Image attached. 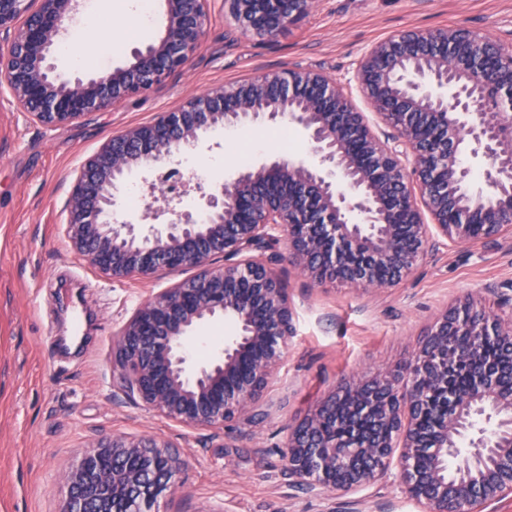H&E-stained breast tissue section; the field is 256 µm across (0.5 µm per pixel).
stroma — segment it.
Returning <instances> with one entry per match:
<instances>
[{
  "instance_id": "35a3bbf8",
  "label": "stroma",
  "mask_w": 512,
  "mask_h": 512,
  "mask_svg": "<svg viewBox=\"0 0 512 512\" xmlns=\"http://www.w3.org/2000/svg\"><path fill=\"white\" fill-rule=\"evenodd\" d=\"M201 48L187 71L85 121L45 128L17 110L0 86V512H62L65 470L92 442L115 435L155 438L183 466L160 512H418L394 478L354 494L293 485L282 442L340 381L410 358L435 316L470 294L496 313L512 287V237L475 247L430 249L394 288L311 285L274 244V268L288 289L294 335L283 365L249 418L221 430L187 425L147 409L120 386L112 338L136 307L191 277L162 272L114 280L71 247L65 206L81 163L111 135L151 122L188 98L267 71L305 67L345 83L374 43L401 31L464 25L512 47V0H319L290 32L265 41L242 33L208 0ZM279 123L245 128L265 157L311 159ZM184 156L169 181L186 209L196 183L224 181L242 167L222 129ZM237 331L232 318L201 326L187 343L191 362L218 353Z\"/></svg>"
}]
</instances>
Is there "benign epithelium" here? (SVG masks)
<instances>
[{"label": "benign epithelium", "instance_id": "obj_1", "mask_svg": "<svg viewBox=\"0 0 512 512\" xmlns=\"http://www.w3.org/2000/svg\"><path fill=\"white\" fill-rule=\"evenodd\" d=\"M317 0H224L241 32L272 39ZM77 0H0V86L34 123L79 122L183 71L202 45L207 0H166L160 36L102 76L63 79L52 54ZM355 85L313 69L273 70L211 87L153 121L106 139L80 167L66 205L76 251L115 279L195 267L192 278L140 304L114 337L125 391L174 421L221 429L251 414L282 363L293 312L266 255L283 239L311 282L367 290L405 282L430 241L477 246L512 235V50L450 25L410 29L369 48ZM358 92L396 131L381 141L352 101ZM287 122L317 162L275 159L197 187V206L173 197L134 220L115 191L135 168L172 169L216 127ZM483 187L473 188V166ZM218 258L224 260L214 265ZM233 316L239 332L187 372L186 341ZM496 344L484 359L483 344ZM512 313L467 296L426 329L411 359L330 391L284 443L301 488L354 493L396 467L420 512H479L512 496ZM467 374V391L451 385ZM436 422L428 430L421 424ZM469 448L460 468L448 459ZM181 468L168 445L114 436L63 474L64 512H153Z\"/></svg>", "mask_w": 512, "mask_h": 512}]
</instances>
